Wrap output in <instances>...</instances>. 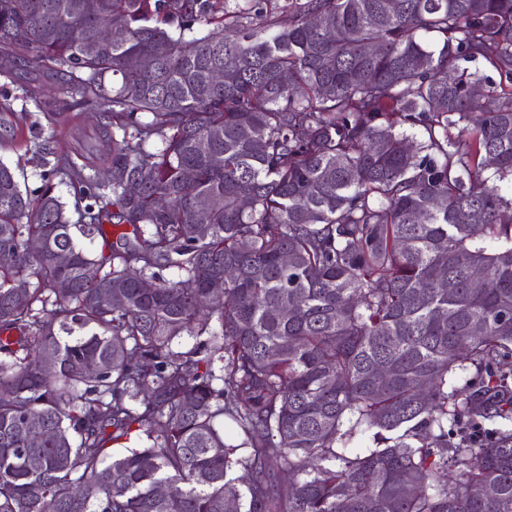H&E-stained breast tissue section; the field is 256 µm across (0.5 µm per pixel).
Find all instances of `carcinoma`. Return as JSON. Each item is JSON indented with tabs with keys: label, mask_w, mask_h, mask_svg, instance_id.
Returning a JSON list of instances; mask_svg holds the SVG:
<instances>
[{
	"label": "carcinoma",
	"mask_w": 512,
	"mask_h": 512,
	"mask_svg": "<svg viewBox=\"0 0 512 512\" xmlns=\"http://www.w3.org/2000/svg\"><path fill=\"white\" fill-rule=\"evenodd\" d=\"M82 2L0 0L99 114L0 162V512H512V0ZM98 35L95 38L86 40L83 43V51L93 52L97 50L102 40L112 43V37H117L118 27L116 23L108 16L99 15L97 19Z\"/></svg>",
	"instance_id": "carcinoma-1"
}]
</instances>
